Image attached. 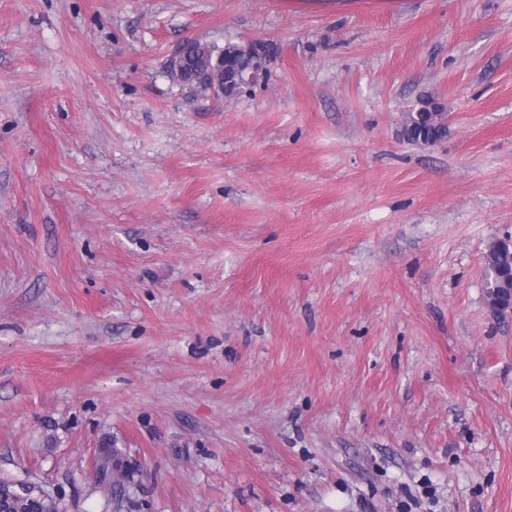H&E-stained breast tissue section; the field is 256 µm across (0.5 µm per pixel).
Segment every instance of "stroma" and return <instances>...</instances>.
Segmentation results:
<instances>
[{
	"label": "stroma",
	"instance_id": "obj_1",
	"mask_svg": "<svg viewBox=\"0 0 512 512\" xmlns=\"http://www.w3.org/2000/svg\"><path fill=\"white\" fill-rule=\"evenodd\" d=\"M288 3L0 0V478L61 512L108 443L135 512H512V0ZM351 0H293L295 10L304 12L340 13L351 7ZM224 49H219L214 45L202 43L200 41H192L183 46L184 49L182 59L178 66H172L170 63V76L179 82L182 86H189L197 89L204 80L201 78V72H198L199 64L205 62V56L208 55L209 61L214 63L218 54ZM253 43L250 42L239 47V51L243 52L245 56L252 55V63L244 69L236 70L232 80L226 83L234 81L236 85L241 84L242 88H252L266 81L268 58L264 53L256 50ZM429 106V100H422L420 107L410 112L411 119L407 121L404 133L405 140L408 142L434 144L446 137L448 126L435 121L431 116L432 111L428 109ZM432 115L442 123L448 121L447 115L443 112L432 113Z\"/></svg>",
	"mask_w": 512,
	"mask_h": 512
}]
</instances>
